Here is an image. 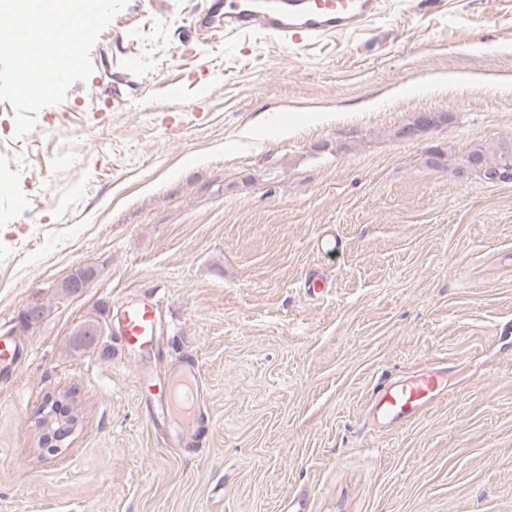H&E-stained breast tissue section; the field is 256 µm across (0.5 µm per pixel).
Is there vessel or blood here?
Listing matches in <instances>:
<instances>
[{
    "mask_svg": "<svg viewBox=\"0 0 512 512\" xmlns=\"http://www.w3.org/2000/svg\"><path fill=\"white\" fill-rule=\"evenodd\" d=\"M389 4L390 0H205L195 25L216 42L260 32L283 44L312 46L362 29ZM114 320V345L123 354L154 346L158 321L152 302L127 306ZM24 362L20 349L0 336V377L16 376ZM137 384L150 395L146 408L151 423L192 431L203 395L202 375L195 361H186L156 380L147 369H139ZM445 394L446 369L433 363L375 389L368 401L369 419L376 428L391 430L418 420Z\"/></svg>",
    "mask_w": 512,
    "mask_h": 512,
    "instance_id": "obj_1",
    "label": "vessel or blood"
}]
</instances>
